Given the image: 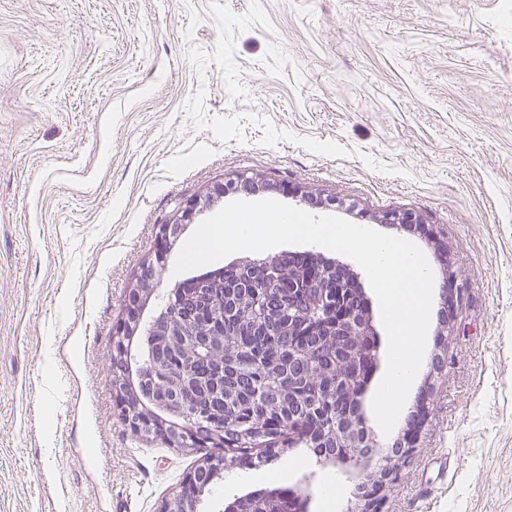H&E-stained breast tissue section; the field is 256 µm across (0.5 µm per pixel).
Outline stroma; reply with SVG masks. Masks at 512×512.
Segmentation results:
<instances>
[{
	"mask_svg": "<svg viewBox=\"0 0 512 512\" xmlns=\"http://www.w3.org/2000/svg\"><path fill=\"white\" fill-rule=\"evenodd\" d=\"M248 180L432 268L406 410L444 370L382 512H512V0H0V512H162L180 490L204 453L120 419L113 331L159 225L218 183L263 200ZM446 260L465 294L440 348ZM280 472L307 512L330 482L358 512L360 474L305 448L197 510Z\"/></svg>",
	"mask_w": 512,
	"mask_h": 512,
	"instance_id": "1",
	"label": "stroma"
}]
</instances>
